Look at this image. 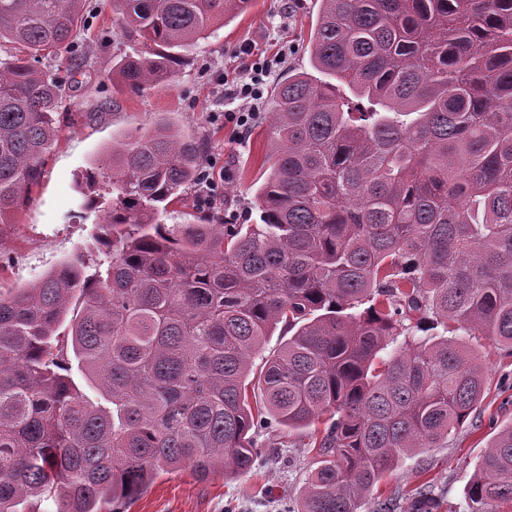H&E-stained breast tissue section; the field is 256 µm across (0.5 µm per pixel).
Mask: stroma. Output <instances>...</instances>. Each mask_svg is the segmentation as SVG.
<instances>
[{
	"label": "stroma",
	"mask_w": 512,
	"mask_h": 512,
	"mask_svg": "<svg viewBox=\"0 0 512 512\" xmlns=\"http://www.w3.org/2000/svg\"><path fill=\"white\" fill-rule=\"evenodd\" d=\"M316 10V0H255L251 9L181 52L173 82L136 91L112 81L110 73L122 55L142 52L144 44L121 38L112 0H89L81 51L91 67L66 86L62 131L46 155L39 185L0 224V289L34 283L77 251L88 266L99 263L93 226L80 216L85 174L97 154L161 117L204 141L209 176L182 188L162 223H184L208 200L223 207L230 223H259L254 195L270 172L273 136L268 95L289 72L310 70L308 36ZM245 44L269 59L284 54L285 61L268 80L260 114L240 139L224 122L223 81L240 75L237 52ZM464 342L486 369L482 401L444 447L403 458L374 487L362 512L388 497L395 498L396 512H410L409 493L425 476L442 501L441 512H468L467 488L480 456L500 429L512 425V347L487 336ZM283 438L285 447L239 477L218 472L201 481L187 469L160 474L122 502L123 512H279L280 500L300 494L311 456L298 433Z\"/></svg>",
	"instance_id": "35a3bbf8"
}]
</instances>
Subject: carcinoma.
<instances>
[{
  "instance_id": "obj_1",
  "label": "carcinoma",
  "mask_w": 512,
  "mask_h": 512,
  "mask_svg": "<svg viewBox=\"0 0 512 512\" xmlns=\"http://www.w3.org/2000/svg\"><path fill=\"white\" fill-rule=\"evenodd\" d=\"M253 0H112L120 30L152 52L112 79L175 80L173 50ZM86 0H0V223L41 177L63 88L39 59L74 52ZM314 70L274 92V162L259 224L160 222L201 179L204 143L165 123L103 154L86 187L103 262L84 255L0 293V512L53 498L102 512L160 474L237 477L260 435L310 433L313 468L282 512H361L399 460L435 448L482 401L473 351L445 336L512 345V0H321ZM350 94L341 92L340 86ZM70 319L66 334L59 325ZM264 409L247 383L262 341ZM408 340L398 342V337ZM82 374L85 395L72 376ZM469 512L512 504V425L477 464ZM431 482L412 512H438ZM287 339L288 332H284L282 325L277 326V328L272 331L271 336H267L261 353L254 358L250 379H252L254 373L258 372L260 369L263 359L265 360L266 357L275 354Z\"/></svg>"
}]
</instances>
